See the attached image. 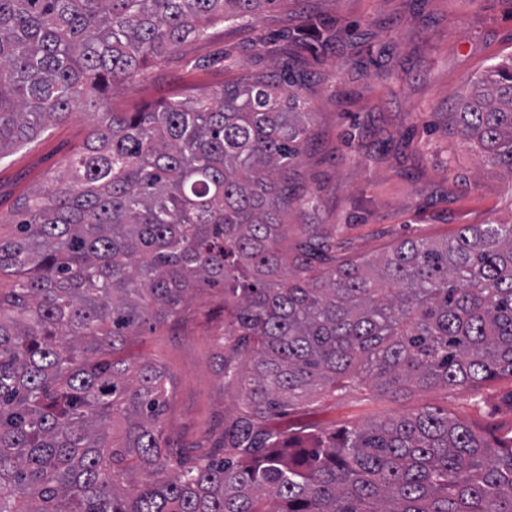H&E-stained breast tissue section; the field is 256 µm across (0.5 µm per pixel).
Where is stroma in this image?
<instances>
[{
  "label": "stroma",
  "mask_w": 512,
  "mask_h": 512,
  "mask_svg": "<svg viewBox=\"0 0 512 512\" xmlns=\"http://www.w3.org/2000/svg\"><path fill=\"white\" fill-rule=\"evenodd\" d=\"M330 35L293 41L309 24ZM512 57V0H275L245 20L216 21L159 65L127 80L112 106L127 111L174 96L218 91L289 63L307 78L311 141L291 171L316 210L292 224H332L344 255L372 260L411 237L442 239L466 224L512 220V178L484 164L456 129L455 100L484 70ZM89 129L83 113L0 160V209L44 184ZM224 318L143 327L124 350L161 361L172 378L166 424L178 444L210 451L241 410L225 384L212 334ZM448 406L501 434L512 428V378L479 389H416L394 398L371 380L287 411L273 428L363 427L389 415Z\"/></svg>",
  "instance_id": "35a3bbf8"
}]
</instances>
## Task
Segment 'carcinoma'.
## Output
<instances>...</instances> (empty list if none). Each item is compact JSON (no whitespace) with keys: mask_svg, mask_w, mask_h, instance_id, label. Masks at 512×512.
<instances>
[{"mask_svg":"<svg viewBox=\"0 0 512 512\" xmlns=\"http://www.w3.org/2000/svg\"><path fill=\"white\" fill-rule=\"evenodd\" d=\"M275 2L0 0V160L90 112L82 149L0 213V512H512V429L490 438L440 407L268 426L363 373L393 397L512 377V221L338 260L320 224L288 243L304 76L110 107L149 61ZM457 121L512 177V58ZM202 283L221 290L216 344L245 410L194 454L166 434L164 365L117 354L193 312Z\"/></svg>","mask_w":512,"mask_h":512,"instance_id":"1","label":"carcinoma"}]
</instances>
